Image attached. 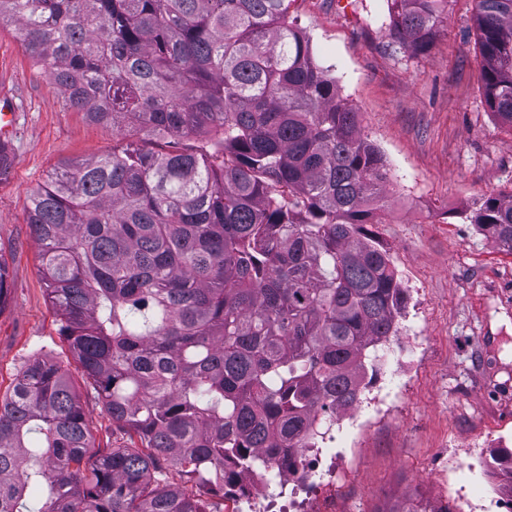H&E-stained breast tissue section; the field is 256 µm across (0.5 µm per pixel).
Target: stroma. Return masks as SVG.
Masks as SVG:
<instances>
[{"label": "stroma", "instance_id": "1", "mask_svg": "<svg viewBox=\"0 0 512 512\" xmlns=\"http://www.w3.org/2000/svg\"><path fill=\"white\" fill-rule=\"evenodd\" d=\"M387 0H296L294 18L316 60L391 170V215L374 231L406 290L397 327L421 350L391 388L397 413L364 416L355 445L317 499L319 512H371L377 493H423L458 512H498L479 493L484 463L512 450V255L462 223L483 194L512 193V130L488 109L472 0H452L429 54L403 53L386 27ZM17 109L13 164L0 178V262L9 272L0 311V396L24 363L64 366L94 445L121 430L87 386L58 331L28 225L30 196L61 162L112 151L111 127L69 109L34 65L17 23L0 25V96Z\"/></svg>", "mask_w": 512, "mask_h": 512}]
</instances>
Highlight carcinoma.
Returning a JSON list of instances; mask_svg holds the SVG:
<instances>
[{"mask_svg":"<svg viewBox=\"0 0 512 512\" xmlns=\"http://www.w3.org/2000/svg\"><path fill=\"white\" fill-rule=\"evenodd\" d=\"M294 2L0 0L65 105L118 130L48 176L28 224L60 336L130 439L91 451L66 371L28 361L0 398V512L43 484L44 512H213L207 489L292 465L376 370L406 299L371 230L390 173ZM387 2L389 35L428 51L449 0ZM473 18L512 129V0ZM170 136L197 144L141 147ZM458 217L512 255V194Z\"/></svg>","mask_w":512,"mask_h":512,"instance_id":"1","label":"carcinoma"}]
</instances>
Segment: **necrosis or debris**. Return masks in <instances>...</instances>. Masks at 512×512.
<instances>
[{"mask_svg":"<svg viewBox=\"0 0 512 512\" xmlns=\"http://www.w3.org/2000/svg\"><path fill=\"white\" fill-rule=\"evenodd\" d=\"M393 408L382 388L370 389L359 403L336 412L317 447L294 449V466L271 465L255 481L242 477L245 494L225 497L224 512H317L313 500L342 457L337 442L349 437L364 412L382 419Z\"/></svg>","mask_w":512,"mask_h":512,"instance_id":"necrosis-or-debris-1","label":"necrosis or debris"}]
</instances>
